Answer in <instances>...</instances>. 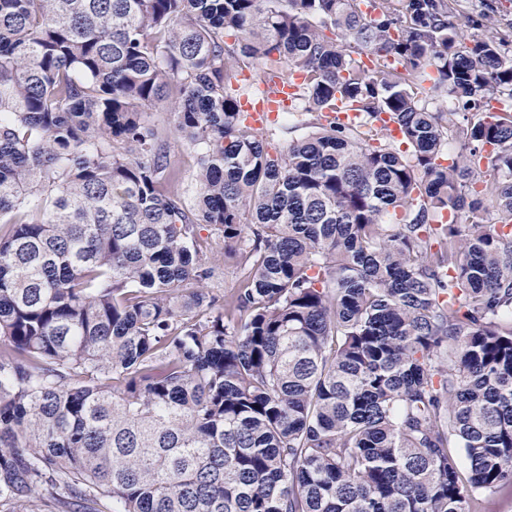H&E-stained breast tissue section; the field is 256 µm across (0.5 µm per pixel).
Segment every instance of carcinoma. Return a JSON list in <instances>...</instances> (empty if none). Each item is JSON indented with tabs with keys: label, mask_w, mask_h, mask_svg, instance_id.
<instances>
[{
	"label": "carcinoma",
	"mask_w": 512,
	"mask_h": 512,
	"mask_svg": "<svg viewBox=\"0 0 512 512\" xmlns=\"http://www.w3.org/2000/svg\"><path fill=\"white\" fill-rule=\"evenodd\" d=\"M373 2L0 0V512L512 492V22ZM246 69L302 77L293 124L247 126ZM148 120L162 132L167 143L168 161L171 168L182 177L183 187L190 185L191 175L197 166L195 152L174 131L173 118L165 107L160 106L149 112ZM212 254L219 266V276L209 287L212 288L214 294L220 297L224 295V291L235 287L238 273L234 263L230 260L224 264V244L218 238H214L212 241Z\"/></svg>",
	"instance_id": "carcinoma-1"
}]
</instances>
